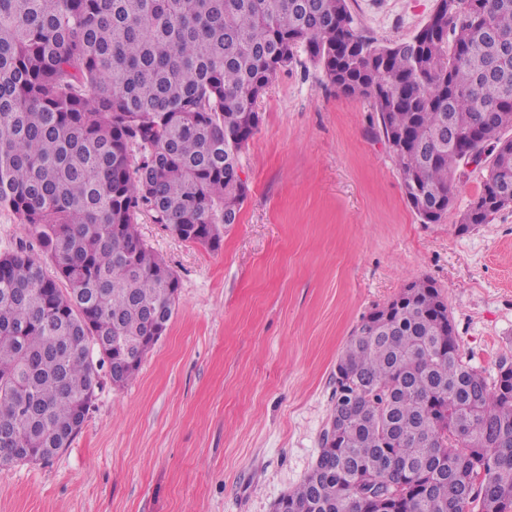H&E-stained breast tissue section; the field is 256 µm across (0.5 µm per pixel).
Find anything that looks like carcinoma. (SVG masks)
Listing matches in <instances>:
<instances>
[{"label": "carcinoma", "instance_id": "carcinoma-1", "mask_svg": "<svg viewBox=\"0 0 512 512\" xmlns=\"http://www.w3.org/2000/svg\"><path fill=\"white\" fill-rule=\"evenodd\" d=\"M299 49L371 100L423 223L462 131L485 174L460 224L509 207L512 0H447L393 44L347 0H0V209L41 252L0 253L1 466L68 447L102 369L137 374L180 287L138 216L220 249L257 100ZM336 368L339 425L278 512H512V364L490 384L464 360L433 281L363 317Z\"/></svg>", "mask_w": 512, "mask_h": 512}]
</instances>
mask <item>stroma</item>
I'll use <instances>...</instances> for the list:
<instances>
[{
	"label": "stroma",
	"instance_id": "obj_1",
	"mask_svg": "<svg viewBox=\"0 0 512 512\" xmlns=\"http://www.w3.org/2000/svg\"><path fill=\"white\" fill-rule=\"evenodd\" d=\"M363 34L409 40L436 0H348ZM241 153L249 192L219 250L138 218L179 277L175 315L133 380L101 374L69 448L0 466V512H273L319 453L336 359L364 315L413 280L448 303L470 365L512 361V207L469 230V167L452 208H409L369 100L327 86L306 56L280 71Z\"/></svg>",
	"mask_w": 512,
	"mask_h": 512
}]
</instances>
